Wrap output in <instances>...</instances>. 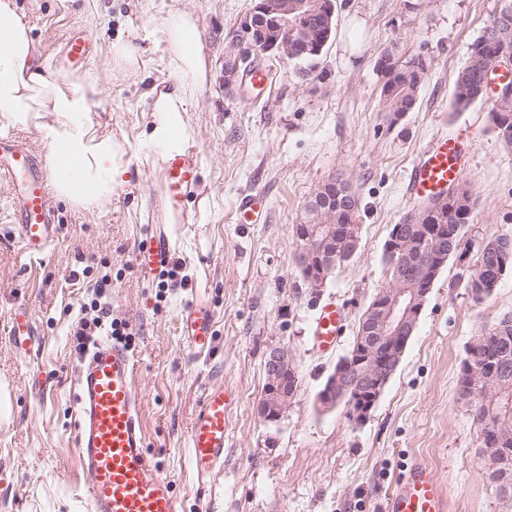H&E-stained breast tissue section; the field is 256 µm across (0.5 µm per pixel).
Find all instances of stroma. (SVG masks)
<instances>
[{
  "instance_id": "1",
  "label": "stroma",
  "mask_w": 512,
  "mask_h": 512,
  "mask_svg": "<svg viewBox=\"0 0 512 512\" xmlns=\"http://www.w3.org/2000/svg\"><path fill=\"white\" fill-rule=\"evenodd\" d=\"M39 57L66 65L68 33L95 42L88 69L105 93L92 114L98 134L137 141L151 125L143 84L113 73L107 46L131 40L150 69L160 52L149 32L170 5L193 14L206 73L192 112L190 142L200 190L189 221L171 225L170 268L143 273L136 252L164 221L159 159L130 158L132 178L103 208L55 200L58 240L38 259L23 256L0 181V512H85L74 439V330L94 297L100 266L112 286L105 301L125 323L143 394L148 451L171 480L180 512H379L406 467L426 462L450 494V512H512L478 453L480 429L458 383L475 336L512 315V269L482 301L450 256L435 281L403 357L364 423L316 398L353 345L374 295L391 282L383 246L408 215L406 186L421 149L441 135L473 138L464 178L477 204L464 227L471 240L512 238V147L490 123L491 97L467 110L453 88L474 41L504 0H336V31L317 66L274 56L262 62L261 93L224 85V40L257 0H17ZM428 65L414 108L391 120L381 104L385 52ZM346 179L360 199L359 248L320 288L294 261L295 227L316 188ZM260 195L267 216L236 221L237 201ZM201 299L214 312L209 356L193 357L180 317ZM336 300L345 328L335 351L312 347V317ZM33 310L38 342L21 357L8 335L14 308ZM285 347L297 389L276 421L258 405L271 350ZM235 393L226 416L224 461L208 478L194 473L188 436L204 391Z\"/></svg>"
}]
</instances>
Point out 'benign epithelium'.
<instances>
[{
	"label": "benign epithelium",
	"mask_w": 512,
	"mask_h": 512,
	"mask_svg": "<svg viewBox=\"0 0 512 512\" xmlns=\"http://www.w3.org/2000/svg\"><path fill=\"white\" fill-rule=\"evenodd\" d=\"M305 5L306 0H258L253 12L227 37V73L236 80L242 74V68L253 59L264 56L298 58L312 47L318 51L326 45L323 37H314L310 28L304 29L303 41L288 42V24L303 17ZM470 63L484 75L483 91L491 89L495 93L501 140H512V85H507L505 79L497 83L492 79L501 71H512V56L500 53L490 62L484 55L475 54ZM451 195L456 202L452 211L445 214L439 204L431 203L411 212L402 223L395 225L387 246L388 253L399 259L400 270L385 289V299L377 307L372 326L373 332L390 342L387 356L374 359L366 343L349 354L344 359L345 366L336 369L318 393L320 408H335L339 393L350 382L360 384L366 391V396L354 408V422H364L379 400L415 330L431 287L448 258V255L437 251L435 260L427 264L425 272L409 274L407 257L413 233L420 232L440 243L448 225L467 222L471 190L464 184H457L451 189ZM309 207L319 216L320 223L305 227L296 225L295 259L307 284L321 288L328 270L336 266V253L324 249V245L336 236V207L316 196L311 197ZM465 366L471 387L490 390V377L485 374L483 364L474 362L473 354H468ZM294 380L295 364L288 349L272 350L266 362L265 392L258 406V413L264 419L275 421L285 413L292 399L289 387Z\"/></svg>",
	"instance_id": "7a95c632"
}]
</instances>
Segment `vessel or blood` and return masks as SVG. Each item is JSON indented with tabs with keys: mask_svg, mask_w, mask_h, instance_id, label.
Wrapping results in <instances>:
<instances>
[{
	"mask_svg": "<svg viewBox=\"0 0 512 512\" xmlns=\"http://www.w3.org/2000/svg\"><path fill=\"white\" fill-rule=\"evenodd\" d=\"M93 38L81 29L65 40L72 71L85 67ZM468 146L457 137L433 139L415 162L408 185L410 198H428L458 184L467 169ZM161 192L171 221L185 220L184 200L198 188L196 154L188 150L161 163ZM0 180L6 182L11 216L23 253L44 254L58 239L60 226L49 195L47 160L22 140L0 136ZM265 201L248 196L239 203L240 221L254 224ZM142 269L167 267L170 250L164 229H156L151 245L140 248ZM345 313L336 302L321 304L313 317L312 334L319 350L335 349ZM181 334L198 354L209 350L214 316L203 302L181 315ZM9 337L21 352L31 353L35 341L34 317L19 306L9 321ZM234 399L231 390L211 389L204 397L189 434L193 468L209 476L224 458L225 413ZM143 395L136 384L135 361L128 347L116 340H101L87 351L79 369L75 393V440L83 474L87 512H179L170 480L147 451L142 420ZM449 498L430 466L413 463L386 498L384 512H448Z\"/></svg>",
	"mask_w": 512,
	"mask_h": 512,
	"instance_id": "vessel-or-blood-1",
	"label": "vessel or blood"
}]
</instances>
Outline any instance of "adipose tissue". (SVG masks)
I'll use <instances>...</instances> for the list:
<instances>
[{
    "instance_id": "ef3b65f1",
    "label": "adipose tissue",
    "mask_w": 512,
    "mask_h": 512,
    "mask_svg": "<svg viewBox=\"0 0 512 512\" xmlns=\"http://www.w3.org/2000/svg\"><path fill=\"white\" fill-rule=\"evenodd\" d=\"M151 35L171 82L168 89L154 85L145 94L152 114L148 135L121 144L93 128L91 112L105 92L99 76L91 73L74 83L54 62L39 59L16 0H0V118L14 128H38L52 154L53 185L62 200L102 207L131 180L129 152L145 148L161 159L191 139L185 114L195 105L204 72L195 19L187 11L168 10Z\"/></svg>"
}]
</instances>
